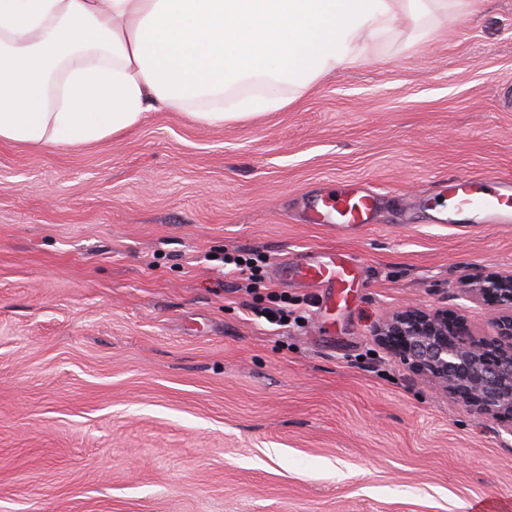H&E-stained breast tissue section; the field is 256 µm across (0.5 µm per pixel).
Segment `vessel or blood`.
I'll use <instances>...</instances> for the list:
<instances>
[{
  "mask_svg": "<svg viewBox=\"0 0 512 512\" xmlns=\"http://www.w3.org/2000/svg\"><path fill=\"white\" fill-rule=\"evenodd\" d=\"M444 193L454 201L456 212L481 213L508 221L512 218V184L490 178L472 176L453 179L443 186ZM380 202L378 193L346 185L336 190L312 194L305 210L309 224H329L339 228L365 226ZM276 274L281 282L302 280L323 284L331 290L344 292L354 279V268L343 257L309 261L302 255L278 264Z\"/></svg>",
  "mask_w": 512,
  "mask_h": 512,
  "instance_id": "1",
  "label": "vessel or blood"
}]
</instances>
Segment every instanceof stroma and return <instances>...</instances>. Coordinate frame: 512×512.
<instances>
[{
  "label": "stroma",
  "instance_id": "obj_1",
  "mask_svg": "<svg viewBox=\"0 0 512 512\" xmlns=\"http://www.w3.org/2000/svg\"><path fill=\"white\" fill-rule=\"evenodd\" d=\"M512 178V0L400 17L288 106L152 112L80 147L0 143V512H470L512 503V436L378 336L415 307L495 337L463 291L512 223L452 222L444 180ZM370 226L303 224L341 181ZM331 249L336 300L269 264ZM305 315L275 329L254 309ZM250 255L254 256L251 257ZM250 255L234 254L224 252V267L234 266L232 271L240 272L242 275H246V281L249 283L245 288H251L254 284L260 283L263 276V267L266 265L265 258L260 254L252 253ZM241 258L243 263H238L237 259Z\"/></svg>",
  "mask_w": 512,
  "mask_h": 512
}]
</instances>
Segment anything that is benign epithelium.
Masks as SVG:
<instances>
[{
	"label": "benign epithelium",
	"instance_id": "benign-epithelium-1",
	"mask_svg": "<svg viewBox=\"0 0 512 512\" xmlns=\"http://www.w3.org/2000/svg\"><path fill=\"white\" fill-rule=\"evenodd\" d=\"M470 292L491 297L499 306L492 349L471 339L466 324L450 326L445 316L412 308L396 313L381 335L396 337L399 358L429 373L468 407L499 421L512 437V274L478 277Z\"/></svg>",
	"mask_w": 512,
	"mask_h": 512
}]
</instances>
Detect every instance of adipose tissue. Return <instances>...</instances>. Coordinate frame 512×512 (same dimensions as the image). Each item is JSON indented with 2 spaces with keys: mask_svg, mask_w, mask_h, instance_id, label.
<instances>
[{
  "mask_svg": "<svg viewBox=\"0 0 512 512\" xmlns=\"http://www.w3.org/2000/svg\"><path fill=\"white\" fill-rule=\"evenodd\" d=\"M448 0H0V142L80 146L150 112L278 111L399 14Z\"/></svg>",
  "mask_w": 512,
  "mask_h": 512,
  "instance_id": "ef3b65f1",
  "label": "adipose tissue"
}]
</instances>
